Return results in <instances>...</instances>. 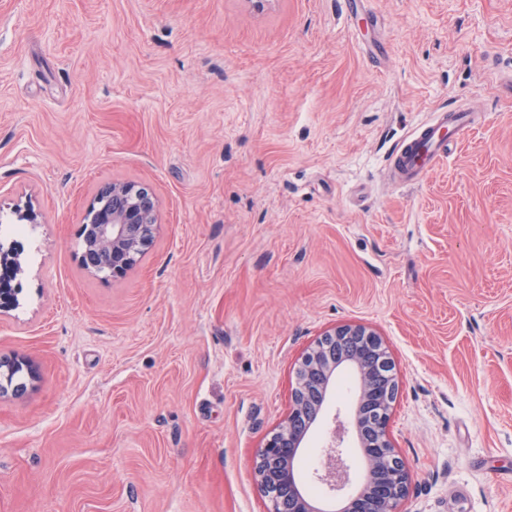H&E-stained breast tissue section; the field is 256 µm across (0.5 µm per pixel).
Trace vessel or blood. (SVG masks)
Listing matches in <instances>:
<instances>
[{
    "mask_svg": "<svg viewBox=\"0 0 512 512\" xmlns=\"http://www.w3.org/2000/svg\"><path fill=\"white\" fill-rule=\"evenodd\" d=\"M472 120L467 109L451 107L417 127L390 157V166L399 182H418L447 157L453 143L471 127Z\"/></svg>",
    "mask_w": 512,
    "mask_h": 512,
    "instance_id": "1",
    "label": "vessel or blood"
}]
</instances>
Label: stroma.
<instances>
[{
    "label": "stroma",
    "instance_id": "obj_1",
    "mask_svg": "<svg viewBox=\"0 0 512 512\" xmlns=\"http://www.w3.org/2000/svg\"><path fill=\"white\" fill-rule=\"evenodd\" d=\"M0 0V214L31 204L0 355V512H266L302 352L357 322L399 376L400 512H512V0ZM474 123L415 183L396 145ZM107 182L157 234L79 262ZM158 197L145 183L100 186L83 215L94 234L82 236L81 266L102 279L123 276L149 247L158 227Z\"/></svg>",
    "mask_w": 512,
    "mask_h": 512
}]
</instances>
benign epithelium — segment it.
Returning <instances> with one entry per match:
<instances>
[{"label":"benign epithelium","mask_w":512,"mask_h":512,"mask_svg":"<svg viewBox=\"0 0 512 512\" xmlns=\"http://www.w3.org/2000/svg\"><path fill=\"white\" fill-rule=\"evenodd\" d=\"M158 205L154 190L145 183L100 186L83 215V226L93 227L94 234L82 238L81 266L103 279L123 276L153 241ZM22 254L17 241L0 242V312L18 304ZM22 365L30 376L36 375L27 359L0 356V366L10 372ZM342 371L355 379V402L349 413L336 410L327 429L322 461L314 470V478L338 503L329 508L303 488L297 463ZM398 389L395 364L374 329L346 323L324 332L302 354L288 413L256 454L255 481L270 501L268 512H399L410 473L388 433ZM352 437L366 461L361 481L346 452Z\"/></svg>","instance_id":"7a95c632"}]
</instances>
